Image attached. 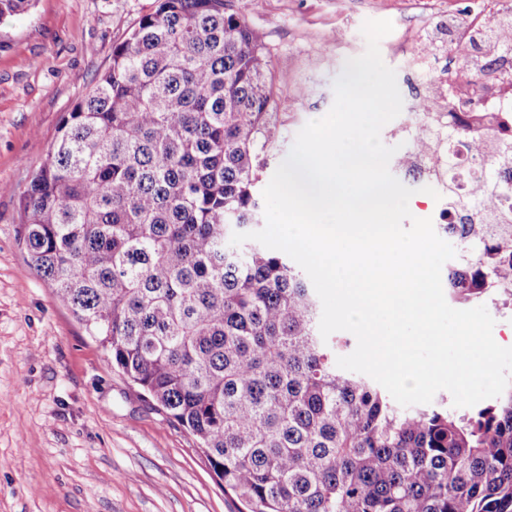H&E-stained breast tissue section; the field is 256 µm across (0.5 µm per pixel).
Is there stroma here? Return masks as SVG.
Instances as JSON below:
<instances>
[{
	"mask_svg": "<svg viewBox=\"0 0 512 512\" xmlns=\"http://www.w3.org/2000/svg\"><path fill=\"white\" fill-rule=\"evenodd\" d=\"M239 0L275 56L290 134L322 118L347 59L362 55L366 20L393 21L381 39L403 99L381 130L402 144L422 77L404 51L425 14L453 0ZM155 0H33L0 27V512H241L197 443L143 398L30 265L19 199L64 117L112 63V48Z\"/></svg>",
	"mask_w": 512,
	"mask_h": 512,
	"instance_id": "35a3bbf8",
	"label": "stroma"
}]
</instances>
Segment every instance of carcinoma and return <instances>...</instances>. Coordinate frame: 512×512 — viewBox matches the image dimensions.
<instances>
[{
	"label": "carcinoma",
	"mask_w": 512,
	"mask_h": 512,
	"mask_svg": "<svg viewBox=\"0 0 512 512\" xmlns=\"http://www.w3.org/2000/svg\"><path fill=\"white\" fill-rule=\"evenodd\" d=\"M32 0H0V24ZM275 60L236 0H157L22 193L30 265L247 512H512V388L402 409L336 370L317 301L259 227L283 132ZM473 207L512 193L494 168ZM448 298L512 302V215L446 224Z\"/></svg>",
	"instance_id": "obj_1"
}]
</instances>
